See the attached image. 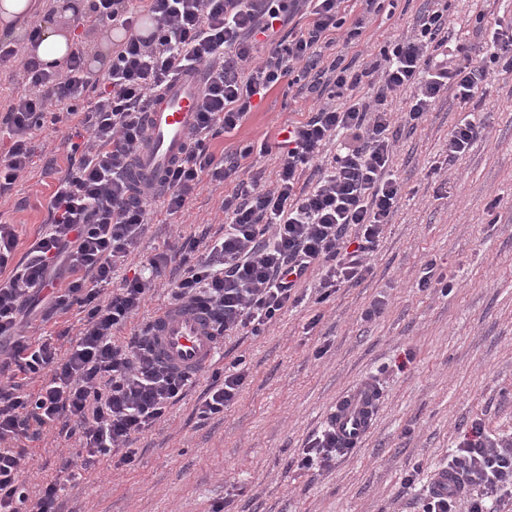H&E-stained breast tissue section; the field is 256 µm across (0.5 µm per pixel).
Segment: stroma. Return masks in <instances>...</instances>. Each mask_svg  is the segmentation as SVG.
I'll list each match as a JSON object with an SVG mask.
<instances>
[{
    "instance_id": "1",
    "label": "stroma",
    "mask_w": 512,
    "mask_h": 512,
    "mask_svg": "<svg viewBox=\"0 0 512 512\" xmlns=\"http://www.w3.org/2000/svg\"><path fill=\"white\" fill-rule=\"evenodd\" d=\"M423 0H394L377 15L359 46L336 50L358 64L374 60L386 39L406 33ZM452 35L475 40L474 26L512 20V0H448ZM112 23L82 33L86 68L101 77L112 59ZM313 95L279 85L241 126L211 142L215 154L273 139L305 119ZM456 100L437 102L416 129L399 136L394 169L401 199L374 256V272L319 301L320 271L303 283L301 303L258 336L225 338L221 355L197 384L136 442L133 462L113 469L101 458L60 484L65 512H418L405 493L411 472L428 479L448 460L472 420L489 434L512 438V71L497 73L475 117L483 138L439 185L427 172L454 126L467 116ZM65 125L36 131L34 164L0 204V222L14 225L23 257L48 218L56 180L68 167ZM232 183L201 184L175 223H149L135 254L146 258L177 238L224 232V197ZM436 259L454 277L450 293L419 290L422 264ZM376 320L361 313L377 298ZM242 360L247 384L223 414L198 420L195 409L217 371ZM381 398L361 443L320 472L292 464L323 430L337 399L366 378ZM28 458L22 478L30 500L56 479L59 454L76 439L47 432L21 440Z\"/></svg>"
}]
</instances>
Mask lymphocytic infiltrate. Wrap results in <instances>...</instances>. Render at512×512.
Instances as JSON below:
<instances>
[{"label": "lymphocytic infiltrate", "mask_w": 512, "mask_h": 512, "mask_svg": "<svg viewBox=\"0 0 512 512\" xmlns=\"http://www.w3.org/2000/svg\"><path fill=\"white\" fill-rule=\"evenodd\" d=\"M345 0H93L79 25L119 21L125 39L101 83H92L81 46L58 69L17 48L0 45V67L20 65L27 89L11 99L0 121L9 145L0 154V193L30 166L34 132L45 123L76 117L73 159L48 201L49 223L22 261H15L14 225L0 224V342L19 373L39 375L37 394L23 393L15 378L0 381V512H61L58 483L45 484L29 502L22 480L27 452L20 437L54 430L79 437L84 465L113 458L114 468L134 460L137 439L180 400L194 382L191 372L159 364L148 346L149 326L118 344L112 338L138 314L153 283L176 270L175 304L199 303L211 311L216 330L232 336L259 334L290 305L309 270L322 271L320 298L355 286L373 273L371 259L398 206L393 171L398 135L416 127L444 93L467 105L482 97L495 67L512 70V22L496 25L475 44L450 45L448 0H426L411 32L389 42L362 72L334 61L324 64L316 47L336 39L359 43L381 0H363L360 15L347 17ZM308 4L311 22L293 37L276 27ZM200 66L205 82L199 124L186 158L170 169L158 198L161 214H183L203 181L233 182L224 197L227 222L217 239L188 237L154 254L120 285L112 278L135 251L152 212L129 179L144 137V113L152 98L185 67ZM376 85L375 98L356 96L362 79ZM317 92L308 118L282 128V138L239 147L235 157L209 149L219 131L240 127L253 99L279 84ZM409 94L405 110L387 99ZM482 123L461 120L450 132L444 159L433 175L464 155L482 137ZM340 144L331 161L322 149ZM275 156L274 175L254 168L252 156ZM309 176L310 187L300 184ZM44 294L43 322L79 306L85 320L66 352L51 340L29 342L25 320ZM248 372L225 370L196 413L222 414L241 396ZM339 453L334 427L324 428L303 449L296 467L317 471ZM446 470L458 485L443 495L426 485L422 512H489L491 497H512V439L487 436L479 421L448 456Z\"/></svg>", "instance_id": "lymphocytic-infiltrate-1"}]
</instances>
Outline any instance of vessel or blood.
<instances>
[{"label":"vessel or blood","mask_w":512,"mask_h":512,"mask_svg":"<svg viewBox=\"0 0 512 512\" xmlns=\"http://www.w3.org/2000/svg\"><path fill=\"white\" fill-rule=\"evenodd\" d=\"M204 80L203 69L184 72L151 101L145 116V139L131 171L137 186L161 185L167 171L185 158ZM150 336L156 360L180 370H199L217 353L211 320L193 305L156 312L151 320ZM378 399V388L371 381L342 395L335 409L337 435L358 443L373 423Z\"/></svg>","instance_id":"b4317fda"}]
</instances>
